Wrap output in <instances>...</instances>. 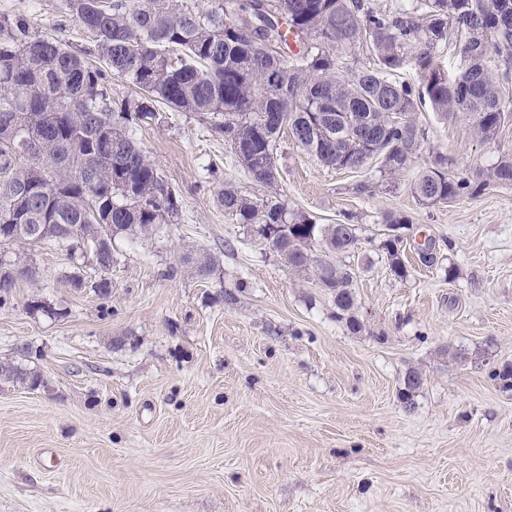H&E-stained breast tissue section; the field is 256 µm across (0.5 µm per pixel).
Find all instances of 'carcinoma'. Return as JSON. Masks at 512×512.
<instances>
[{
    "instance_id": "cac0c4a2",
    "label": "carcinoma",
    "mask_w": 512,
    "mask_h": 512,
    "mask_svg": "<svg viewBox=\"0 0 512 512\" xmlns=\"http://www.w3.org/2000/svg\"><path fill=\"white\" fill-rule=\"evenodd\" d=\"M91 33L112 76L135 91L116 101L106 74L60 39L39 32L23 14H0V246L54 244L70 250V234L98 235L112 260V240L157 234L179 208L133 124L156 119L161 108L214 118L235 158L257 185L279 180L277 141L282 130L326 167H376L399 174L427 140L419 120L424 106L444 122L468 120L491 141L512 126V0H398L381 9L371 0H68ZM463 65L437 62L450 34ZM365 48L369 66L348 67L343 57ZM412 65L419 80L391 78ZM512 186V153L486 168L448 171L437 154L410 180L422 204L477 197L490 186ZM224 213L257 235L279 227L276 250L298 272H313L350 333L363 324L354 314L356 267L339 261L358 253L355 224H319L291 210L278 196L258 202L235 184L219 195ZM325 253L315 258L311 247ZM404 240L383 238L378 251L399 278L408 270ZM207 276L216 259L185 258ZM75 288L102 298L112 282L86 280L77 265L64 275ZM17 281L0 265V305ZM0 377L35 388L40 375L15 360L0 363ZM422 373L407 370L399 399L411 405Z\"/></svg>"
}]
</instances>
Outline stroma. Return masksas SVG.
I'll return each mask as SVG.
<instances>
[{"label":"stroma","mask_w":512,"mask_h":512,"mask_svg":"<svg viewBox=\"0 0 512 512\" xmlns=\"http://www.w3.org/2000/svg\"><path fill=\"white\" fill-rule=\"evenodd\" d=\"M11 11L90 45L67 0H0ZM421 118L411 172L438 154L462 173L512 152V127L484 142ZM133 133L179 212L156 236L115 239L105 299L63 279L64 249L27 251L33 274L0 306V363L28 344L41 383L0 377V512H512V391L489 376L512 365V188L428 208L409 174L331 169L281 136L280 200L357 224L373 261L354 335L312 274L218 204L228 181L268 191L209 120L164 109ZM389 211L412 222L404 278L377 249ZM199 251L216 259L205 277L184 262ZM37 300L47 311L28 310ZM412 367L424 381L408 406Z\"/></svg>","instance_id":"1"}]
</instances>
